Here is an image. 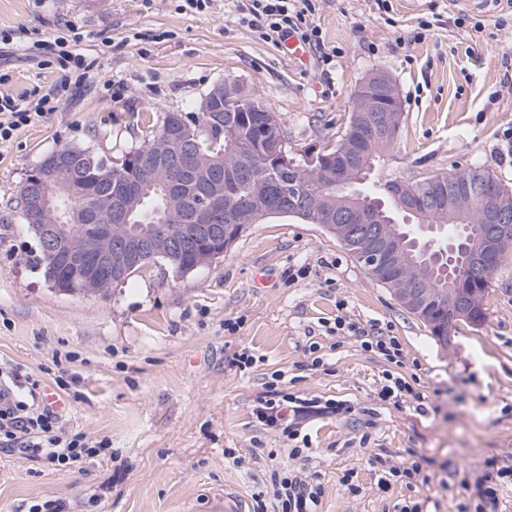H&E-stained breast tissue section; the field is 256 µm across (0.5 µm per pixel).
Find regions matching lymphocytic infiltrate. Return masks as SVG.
Returning a JSON list of instances; mask_svg holds the SVG:
<instances>
[{
	"label": "lymphocytic infiltrate",
	"mask_w": 512,
	"mask_h": 512,
	"mask_svg": "<svg viewBox=\"0 0 512 512\" xmlns=\"http://www.w3.org/2000/svg\"><path fill=\"white\" fill-rule=\"evenodd\" d=\"M318 0H244L239 22L262 38L278 41L294 34L301 40L321 46L320 30L312 19ZM29 52L37 65L55 69L58 80L49 90L33 88L14 95L5 92L8 74L0 73V143L13 138L21 128L35 125L56 111L71 84L88 77L89 64L65 33L32 41ZM335 333L349 334L364 349L382 354L392 364H400L402 353L395 338L361 328L346 317H337ZM292 397L271 381L252 410L256 420L268 430H279L295 438L299 425L291 421ZM0 446L16 448L47 466L65 468L85 458L106 453L107 441L93 442L83 433L66 431L60 416L44 398L40 379L19 367L0 363ZM280 512H317L321 488L298 472L283 478L276 493Z\"/></svg>",
	"instance_id": "f902f5d3"
}]
</instances>
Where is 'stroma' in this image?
<instances>
[{
  "label": "stroma",
  "mask_w": 512,
  "mask_h": 512,
  "mask_svg": "<svg viewBox=\"0 0 512 512\" xmlns=\"http://www.w3.org/2000/svg\"><path fill=\"white\" fill-rule=\"evenodd\" d=\"M321 0L313 21L329 65L301 68L239 25L237 0L184 12L179 0H0V32L76 38L92 68L73 97L0 144V361L55 391L59 370L79 376L81 399L63 426L109 439L111 458L57 470L0 447V512L48 499L64 512H276L285 469L320 485L317 512H423L475 506L488 458L512 466V257L495 273L485 319L460 324L449 345L370 278L319 225L274 217L251 227L223 261L183 276L160 263L103 294L50 286L22 218L19 189L52 150L79 146L120 158L166 112L197 111L215 85L261 97L288 131V154L331 148L366 77L387 73L402 112L398 141L372 179L417 182L478 166L512 188L503 139L512 129V0ZM431 21L429 31L418 23ZM18 95L58 74L23 47L0 58ZM395 337L401 374L424 402L378 400L389 364L358 339L331 334L338 315ZM234 330H227V323ZM317 350H310V343ZM253 364L241 368V354ZM302 399L309 450L260 428L252 409L273 373ZM343 409H322L326 400ZM421 462L427 484L384 482L391 463ZM109 485L96 498L100 485Z\"/></svg>",
  "instance_id": "stroma-1"
}]
</instances>
